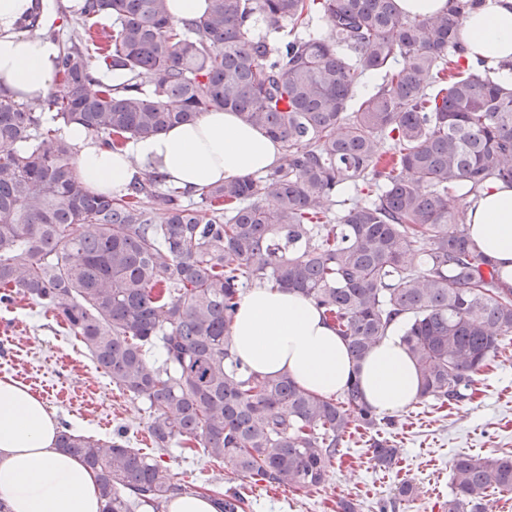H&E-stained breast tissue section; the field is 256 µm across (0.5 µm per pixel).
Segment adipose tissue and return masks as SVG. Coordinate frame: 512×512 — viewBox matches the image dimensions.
Listing matches in <instances>:
<instances>
[{
	"label": "adipose tissue",
	"mask_w": 512,
	"mask_h": 512,
	"mask_svg": "<svg viewBox=\"0 0 512 512\" xmlns=\"http://www.w3.org/2000/svg\"><path fill=\"white\" fill-rule=\"evenodd\" d=\"M32 5L33 0H0V93L18 101L43 97L56 76L57 43L20 28ZM459 36L470 57L492 65L512 61V0H485L463 19ZM62 134L77 150L80 180L106 195L120 194L149 171L190 189L266 172L281 157L279 143L224 111L131 139L116 151L75 124ZM467 224L475 245L512 284V186L492 183L471 199ZM231 352L250 372L288 374L318 395L339 393L358 381L379 413L405 410L420 392L399 325H392L356 365L321 311L296 292L248 291L232 325ZM57 431V419L38 396L11 378H0V498L10 512H101L95 473L56 448Z\"/></svg>",
	"instance_id": "adipose-tissue-1"
}]
</instances>
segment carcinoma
<instances>
[{
    "instance_id": "cac0c4a2",
    "label": "carcinoma",
    "mask_w": 512,
    "mask_h": 512,
    "mask_svg": "<svg viewBox=\"0 0 512 512\" xmlns=\"http://www.w3.org/2000/svg\"><path fill=\"white\" fill-rule=\"evenodd\" d=\"M456 2L411 17L397 0H206L176 22L167 0H79L57 87L35 102L0 95V303L55 311L148 405L154 447L199 448L277 486H319L350 430L378 421L356 381L318 396L233 358L255 283L309 299L357 363L401 321L418 399H467L512 336V285L471 241L464 203L512 185V81L459 38L483 0ZM317 14L331 33L309 28ZM103 18L98 58L125 80L91 94L87 28ZM368 74L382 82L361 97ZM214 110L278 141L280 163L193 191L152 172L112 197L79 180L73 145L42 119L116 148ZM361 185L374 197L333 216L336 195ZM57 447L96 473L102 512L182 491L121 439L64 430ZM451 484L448 512H488V490L512 491V455H458ZM214 497L245 512L237 492Z\"/></svg>"
}]
</instances>
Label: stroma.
Here are the masks:
<instances>
[{"mask_svg":"<svg viewBox=\"0 0 512 512\" xmlns=\"http://www.w3.org/2000/svg\"><path fill=\"white\" fill-rule=\"evenodd\" d=\"M5 375L30 387L61 428L102 438L124 429L129 447L156 458L173 483L240 492L247 512H339L343 501L355 503L358 512H448L455 455L512 451V345L478 375L473 398L442 409L415 403L385 415L375 429L353 432L342 459L311 490L274 488L201 455L153 448L145 404L110 383L54 312L27 299L0 303V377ZM377 440L397 448L392 468L375 465L371 445ZM405 482L412 496L399 495Z\"/></svg>","mask_w":512,"mask_h":512,"instance_id":"35a3bbf8","label":"stroma"}]
</instances>
